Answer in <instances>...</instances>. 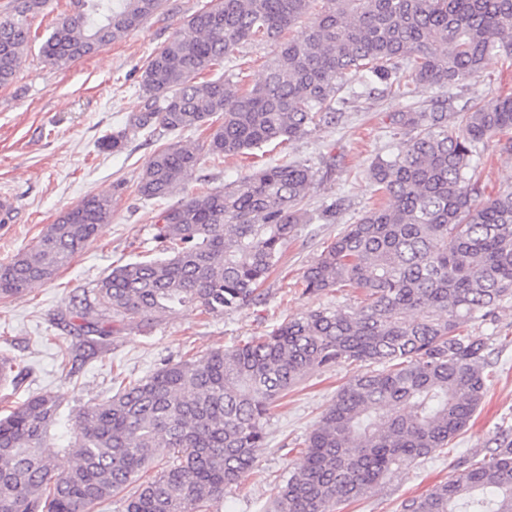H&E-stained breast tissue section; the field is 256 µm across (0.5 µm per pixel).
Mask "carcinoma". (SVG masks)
Wrapping results in <instances>:
<instances>
[{
	"label": "carcinoma",
	"instance_id": "obj_1",
	"mask_svg": "<svg viewBox=\"0 0 512 512\" xmlns=\"http://www.w3.org/2000/svg\"><path fill=\"white\" fill-rule=\"evenodd\" d=\"M316 0H212L186 21L141 74V111L102 146L129 136L154 142L206 127L203 144L154 150L137 184L146 200L174 193L207 154L215 164L249 157L335 126L357 84L391 92L409 84L447 90L478 73L493 52L512 55V0H322L303 39H285ZM48 0H11L0 13V87L16 76L32 21ZM40 52L65 68L159 12L164 0H71ZM272 42L262 78L201 79L240 45ZM402 138L369 168L381 201L348 224L303 272L309 292L353 288L355 307L310 311L263 336L170 361L151 375L76 412L63 448L53 431L61 402L43 391L0 418V512H94L124 492L125 512H204L250 472L279 397L315 368L358 364L305 439L302 466L288 472L277 512H334L389 475L433 457L470 424L487 390L486 343L465 333L512 299V186L491 195L480 154L491 141L512 152V94L491 109L395 112ZM313 167L259 169L231 187L162 211L154 240L163 256L117 264L70 298L61 321L85 363L111 338L192 306L221 316L261 300L281 249L310 222ZM112 217L92 196L64 211L29 250L0 265V298L48 283ZM25 374L0 357V383ZM70 468L58 472L59 454ZM164 466L148 475L152 465ZM400 512H512V428L480 461Z\"/></svg>",
	"mask_w": 512,
	"mask_h": 512
}]
</instances>
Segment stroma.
I'll list each match as a JSON object with an SVG mask.
<instances>
[{"label": "stroma", "instance_id": "1", "mask_svg": "<svg viewBox=\"0 0 512 512\" xmlns=\"http://www.w3.org/2000/svg\"><path fill=\"white\" fill-rule=\"evenodd\" d=\"M208 2L166 0L137 30L59 68L45 61L40 47L61 14L69 12L70 2L50 0L33 22L37 37L13 82L0 87V195H12L17 203L6 228H0V264L31 248L47 225L85 198L112 199L110 221L54 281L26 295L0 299V353L13 356L28 371L21 387L0 384V417L43 391L58 395L64 411H75L113 395L121 381L141 379L168 361L198 358L263 335L317 308L360 303V294L348 289L305 292L302 274L375 201L369 167L400 139L388 115L430 107L431 93L412 85L391 93L357 91L335 127L313 131L282 149L262 147L250 167L236 159L217 166L201 160L166 200H146L137 192L154 144L138 136L129 138L120 153L101 149L105 136L122 129L128 116L141 109L140 74L148 59L176 33L186 32L187 19ZM509 92L512 57L495 53L478 77L450 90L451 108L459 112L475 102L490 107ZM286 161L307 162L317 171L306 200L314 220L299 225L283 245L282 260L263 285L261 302L217 317L192 309L166 314L113 337L98 357L79 369L61 365L60 347L75 342L59 323L70 296L91 288L113 265L146 256L154 247L153 226L160 211L203 190L239 181L254 169ZM334 201L341 204L335 221L319 220L323 206ZM468 332L486 341L491 367L487 394L467 429L447 453L403 467L361 500L337 505L336 512H399L404 499L458 475L460 460L486 455L498 428L512 426V301L492 319L471 322ZM358 371L347 364L315 369L274 403L266 447L247 477L225 491L218 512H273L278 484L303 462L307 434L332 404L338 387Z\"/></svg>", "mask_w": 512, "mask_h": 512}]
</instances>
